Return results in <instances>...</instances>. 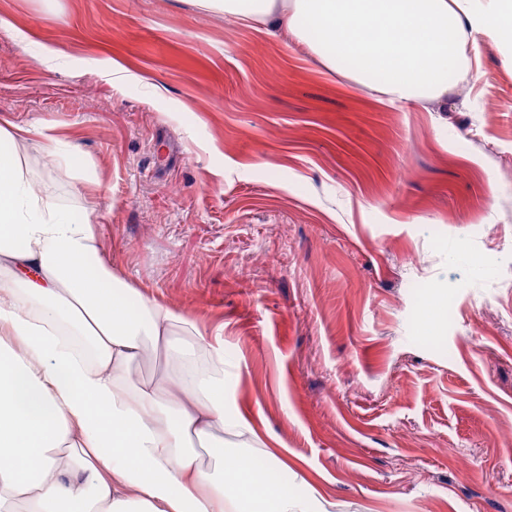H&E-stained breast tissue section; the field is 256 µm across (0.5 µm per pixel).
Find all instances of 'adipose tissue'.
I'll list each match as a JSON object with an SVG mask.
<instances>
[{
	"instance_id": "1",
	"label": "adipose tissue",
	"mask_w": 512,
	"mask_h": 512,
	"mask_svg": "<svg viewBox=\"0 0 512 512\" xmlns=\"http://www.w3.org/2000/svg\"><path fill=\"white\" fill-rule=\"evenodd\" d=\"M193 2L276 25L392 103L441 99L452 71L481 82L483 41L512 49V0ZM21 141L0 126V512H330L279 482L253 418L228 413L223 336L113 270L91 219L32 190ZM149 348L176 353V387L131 378Z\"/></svg>"
}]
</instances>
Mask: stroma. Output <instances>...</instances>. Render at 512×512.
Listing matches in <instances>:
<instances>
[{
  "instance_id": "35a3bbf8",
  "label": "stroma",
  "mask_w": 512,
  "mask_h": 512,
  "mask_svg": "<svg viewBox=\"0 0 512 512\" xmlns=\"http://www.w3.org/2000/svg\"><path fill=\"white\" fill-rule=\"evenodd\" d=\"M480 64L426 111L191 0H0L34 189L223 336L278 479L334 512H512V52ZM52 130V127L44 126L39 131V135L45 141L44 146L48 153L58 160H64L70 167L79 166L81 169L87 168L89 165L84 160H82V157L79 155L77 150L74 149L67 155H61L56 151V148L61 143V140L53 133Z\"/></svg>"
}]
</instances>
